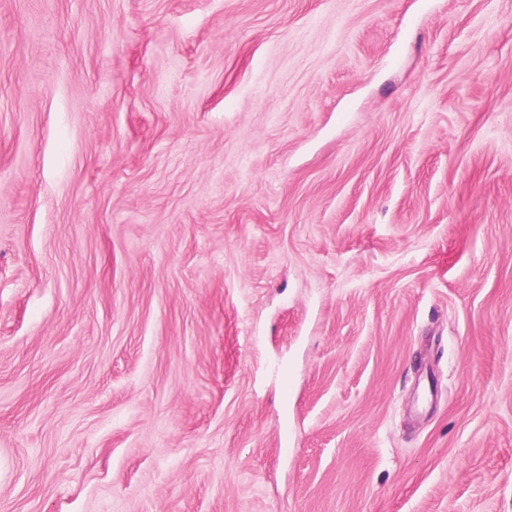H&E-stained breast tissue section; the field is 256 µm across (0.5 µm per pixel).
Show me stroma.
I'll return each instance as SVG.
<instances>
[{
  "mask_svg": "<svg viewBox=\"0 0 512 512\" xmlns=\"http://www.w3.org/2000/svg\"><path fill=\"white\" fill-rule=\"evenodd\" d=\"M0 512H512V0H0Z\"/></svg>",
  "mask_w": 512,
  "mask_h": 512,
  "instance_id": "obj_1",
  "label": "stroma"
}]
</instances>
